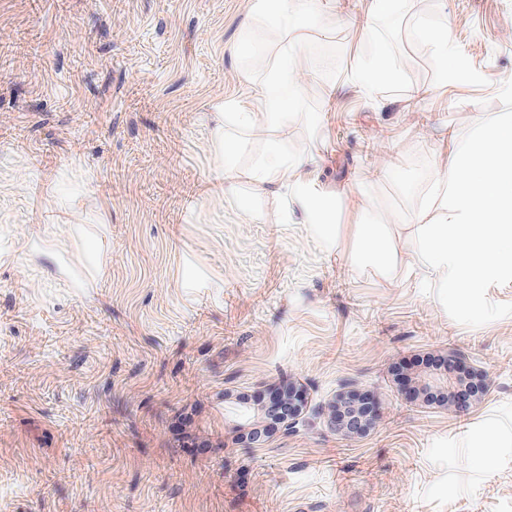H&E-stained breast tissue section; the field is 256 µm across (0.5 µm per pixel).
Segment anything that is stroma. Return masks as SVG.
<instances>
[{
  "mask_svg": "<svg viewBox=\"0 0 512 512\" xmlns=\"http://www.w3.org/2000/svg\"><path fill=\"white\" fill-rule=\"evenodd\" d=\"M314 2L331 22L288 37L313 77L286 145L320 156L314 193L370 198L330 242L288 186L253 195L275 132L242 135L244 207L224 205L216 109L280 50L262 0H0V512H512V316L456 323L406 229L392 272L356 233L394 195L378 156L451 167L501 112L512 0ZM371 20L398 78L368 97L350 74ZM441 24L475 79L448 82L421 40ZM451 352L487 376L464 413L412 393ZM288 377L306 408L265 430ZM347 384L379 400L361 438L327 419Z\"/></svg>",
  "mask_w": 512,
  "mask_h": 512,
  "instance_id": "stroma-1",
  "label": "stroma"
}]
</instances>
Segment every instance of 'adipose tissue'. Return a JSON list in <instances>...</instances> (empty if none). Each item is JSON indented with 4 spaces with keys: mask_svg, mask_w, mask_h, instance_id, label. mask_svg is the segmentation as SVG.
I'll return each instance as SVG.
<instances>
[{
    "mask_svg": "<svg viewBox=\"0 0 512 512\" xmlns=\"http://www.w3.org/2000/svg\"><path fill=\"white\" fill-rule=\"evenodd\" d=\"M324 13L311 9L307 0H265L263 24L269 34L284 44L283 53L268 56L252 55L250 66L261 73V83L248 87L243 104L224 110L221 116L225 127L234 129V136H222L221 151L224 155V174L234 178V159L239 150L238 134L256 128L286 132L295 112L298 96L306 87L311 71L303 66L288 50L286 43L290 32L322 25ZM320 159L315 155L288 154L281 143H272L254 163L250 182L254 191L265 192L268 186L288 184L294 198L301 205L312 233L320 238L331 236V226L336 222L341 201L310 191L311 171ZM384 222L362 224L358 236L363 241L362 256L367 262L384 270L397 266L398 257L390 240L384 235Z\"/></svg>",
    "mask_w": 512,
    "mask_h": 512,
    "instance_id": "adipose-tissue-1",
    "label": "adipose tissue"
}]
</instances>
